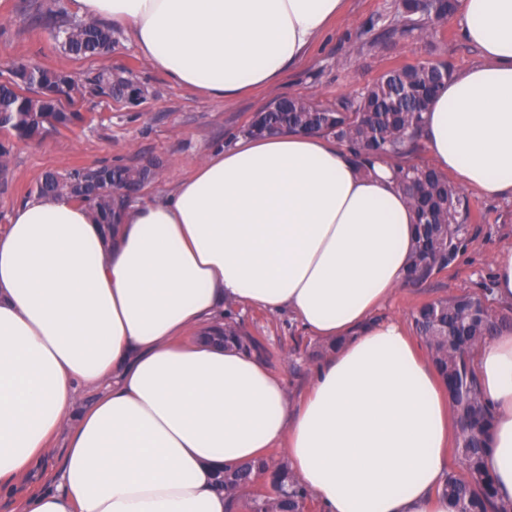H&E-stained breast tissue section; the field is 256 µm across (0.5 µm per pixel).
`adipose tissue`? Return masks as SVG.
Instances as JSON below:
<instances>
[{
  "label": "adipose tissue",
  "instance_id": "ef3b65f1",
  "mask_svg": "<svg viewBox=\"0 0 512 512\" xmlns=\"http://www.w3.org/2000/svg\"><path fill=\"white\" fill-rule=\"evenodd\" d=\"M77 2L172 83L224 99L278 85L348 0ZM457 14L481 60L432 100L424 137L439 170L496 198L512 191V0ZM415 226L392 164L365 176L343 146L288 131L209 148L108 232L66 198L21 204L0 231V489L96 388L21 512H224L219 474L278 443L320 512H451L448 397L403 323L374 319L404 286ZM228 303L336 342L298 410L259 357L184 341ZM475 369L495 412L486 468L512 498V327Z\"/></svg>",
  "mask_w": 512,
  "mask_h": 512
}]
</instances>
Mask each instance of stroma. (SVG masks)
I'll use <instances>...</instances> for the list:
<instances>
[{
	"label": "stroma",
	"instance_id": "35a3bbf8",
	"mask_svg": "<svg viewBox=\"0 0 512 512\" xmlns=\"http://www.w3.org/2000/svg\"><path fill=\"white\" fill-rule=\"evenodd\" d=\"M47 0H0V71L20 61L77 76L100 70H122L143 89L142 99L127 102L87 98L85 112L103 119L46 135L37 142H18L0 128V142L11 147L7 169H0V229L13 209L27 201L28 193L49 170L65 172L75 166L133 164L152 159L158 177L141 193L152 199L174 188L189 175L207 148L226 145L255 112L275 95H293L313 102H333L358 92L384 70L424 59L447 61L461 72L480 60L478 49L464 38L458 17H450L431 41L383 38L379 32L395 24L398 0H349L348 10L331 25L311 56L288 71L275 90H262L228 100H214L170 82L143 58L128 32L114 31L106 55L76 60L67 55L50 30L32 18ZM474 219L473 243L457 261L420 288L396 291L376 312L377 318H400L411 325L413 310L422 303L483 294L493 286L491 259L512 248V194L485 199L469 194ZM243 331L259 339L261 358L280 377L291 404H299L310 383L317 356L327 355L326 342L310 336L288 311L267 313L235 306ZM67 430L57 434L53 449L35 474L17 478L0 495V512H20L23 498L49 487L62 463Z\"/></svg>",
	"mask_w": 512,
	"mask_h": 512
}]
</instances>
